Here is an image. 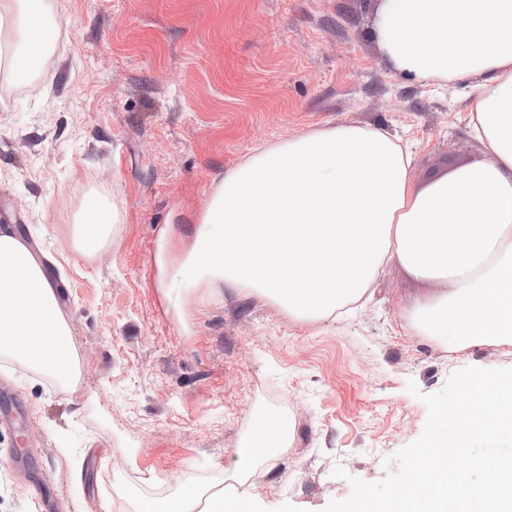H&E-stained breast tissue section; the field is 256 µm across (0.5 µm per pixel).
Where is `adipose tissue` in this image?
I'll list each match as a JSON object with an SVG mask.
<instances>
[{"label": "adipose tissue", "mask_w": 512, "mask_h": 512, "mask_svg": "<svg viewBox=\"0 0 512 512\" xmlns=\"http://www.w3.org/2000/svg\"><path fill=\"white\" fill-rule=\"evenodd\" d=\"M20 30L0 74L31 77L48 47L44 0H0V33ZM393 68L422 85L467 78L483 160L425 187L393 136L348 124L256 148L214 187L182 280L210 277L316 320L356 302L399 262L438 292L419 302L411 331L457 347L512 345V0H378L373 23ZM115 198L92 195L77 245L98 252L118 223ZM69 322L56 283L20 236L0 225V353L49 374L72 369ZM285 422L257 413L235 475L284 445Z\"/></svg>", "instance_id": "obj_1"}]
</instances>
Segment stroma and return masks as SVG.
I'll use <instances>...</instances> for the list:
<instances>
[{
	"mask_svg": "<svg viewBox=\"0 0 512 512\" xmlns=\"http://www.w3.org/2000/svg\"><path fill=\"white\" fill-rule=\"evenodd\" d=\"M46 4L64 27L30 84L0 92V211L55 260L80 376L0 355V512H136L186 480L220 492L258 409L290 432L238 487L251 512H324L349 477H387L384 458L424 430L422 395L468 366L512 367V345L409 330L433 287L396 262L353 314L315 321L219 281L160 285L159 241L177 267L213 187L258 146L383 128L407 143L417 188L481 159L465 85L398 73L376 0ZM91 193L114 196L122 222L86 254L73 209Z\"/></svg>",
	"mask_w": 512,
	"mask_h": 512,
	"instance_id": "stroma-1",
	"label": "stroma"
}]
</instances>
